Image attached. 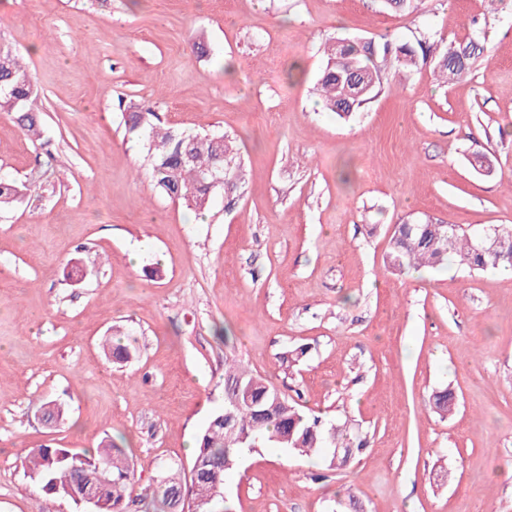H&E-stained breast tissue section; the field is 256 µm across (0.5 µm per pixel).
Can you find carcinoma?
Segmentation results:
<instances>
[{"mask_svg": "<svg viewBox=\"0 0 512 512\" xmlns=\"http://www.w3.org/2000/svg\"><path fill=\"white\" fill-rule=\"evenodd\" d=\"M484 52L483 46L469 42L448 46L433 56L432 46L420 40L413 46L389 39L360 43L331 41L324 46L327 60L316 91L326 108L341 119H348L382 91V72L390 65L408 71L418 60L434 57V68L444 81L464 75ZM35 92L32 75L20 55L0 48V110L13 112L22 131L31 141L42 139L39 117L31 108ZM126 131L141 138L147 150L149 176L168 197L196 211L207 208L215 193L211 173L221 168L226 182V206L235 204L245 182L244 169L233 138L220 133L193 134L172 127L158 128L160 118L149 102L132 104L125 113ZM36 185L0 178V214L6 213L29 196ZM512 232V224L466 231L448 224L413 222L398 224L391 237L389 266L401 271L414 265L440 268L453 257L457 265L472 271L511 269L512 263L499 252L482 248L479 240L495 231ZM114 363L133 358L135 349L117 339L104 347ZM433 406L442 415L455 411L457 399L448 388L433 395ZM45 421L50 425L65 420L64 408L43 402ZM267 444L287 448L299 456L316 454L329 470H338L365 447V442L340 426L300 409L280 388L265 378L247 371L234 354L224 357V408L216 411L197 437V450L190 467L189 486L184 488L174 466L167 467L157 482L153 497L162 507L172 508L176 494L191 498L221 492L224 475L245 452ZM98 464L111 471L110 482L95 486L90 475ZM22 465L37 483L48 502L75 500L91 491L98 501L96 512H130L128 490L134 470L125 449L110 439L100 443L96 452L86 456L66 448L42 446L31 449Z\"/></svg>", "mask_w": 512, "mask_h": 512, "instance_id": "obj_1", "label": "carcinoma"}]
</instances>
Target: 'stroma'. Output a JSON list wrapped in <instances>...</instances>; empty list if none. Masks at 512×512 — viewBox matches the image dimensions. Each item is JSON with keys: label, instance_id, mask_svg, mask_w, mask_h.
<instances>
[{"label": "stroma", "instance_id": "1", "mask_svg": "<svg viewBox=\"0 0 512 512\" xmlns=\"http://www.w3.org/2000/svg\"><path fill=\"white\" fill-rule=\"evenodd\" d=\"M385 37L485 51L447 85L429 63L385 69L338 119L314 90L324 43ZM1 47L35 77L47 143L0 112V177L42 185L0 218V512L44 505L24 450L107 437L152 512L162 465L189 467L224 406L228 352L368 442L335 471L247 453L224 477L235 512H336L348 495L365 512H512V271L387 262L403 222L512 224V0H0ZM122 98L236 137L237 204L219 190L198 214L161 193ZM116 330L136 349L122 365L102 350ZM443 388L447 417L430 404Z\"/></svg>", "mask_w": 512, "mask_h": 512}]
</instances>
